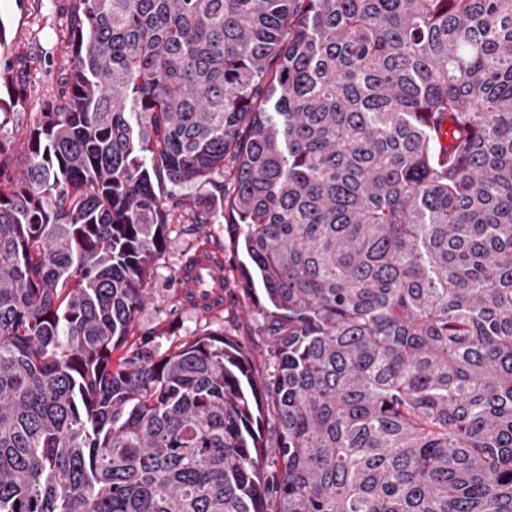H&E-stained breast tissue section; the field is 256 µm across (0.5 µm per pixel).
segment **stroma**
Instances as JSON below:
<instances>
[{"mask_svg": "<svg viewBox=\"0 0 512 512\" xmlns=\"http://www.w3.org/2000/svg\"><path fill=\"white\" fill-rule=\"evenodd\" d=\"M71 6L72 0H0V25L5 28L0 43V100L11 106L10 122L0 129V138L10 144L14 170L26 166L25 133L57 93L68 64L64 44ZM163 193L170 210L171 243L153 265L148 300L136 317L135 334H154L155 345L164 353L193 337L221 330L246 348L259 375L270 374L258 307L243 291L240 265L245 257L234 253L229 218L214 206L216 188L168 184ZM202 217L208 223L200 230L195 222ZM205 241L221 252L229 279L223 307L211 314L182 304L178 279L185 254Z\"/></svg>", "mask_w": 512, "mask_h": 512, "instance_id": "obj_1", "label": "stroma"}]
</instances>
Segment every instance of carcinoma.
I'll return each instance as SVG.
<instances>
[{
    "label": "carcinoma",
    "instance_id": "1",
    "mask_svg": "<svg viewBox=\"0 0 512 512\" xmlns=\"http://www.w3.org/2000/svg\"><path fill=\"white\" fill-rule=\"evenodd\" d=\"M75 5L0 139V512H512V0ZM227 162L268 378L131 340Z\"/></svg>",
    "mask_w": 512,
    "mask_h": 512
}]
</instances>
